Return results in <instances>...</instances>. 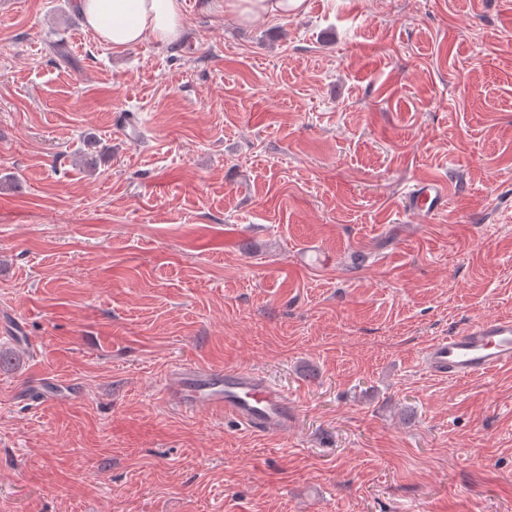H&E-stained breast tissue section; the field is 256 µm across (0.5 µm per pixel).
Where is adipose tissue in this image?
<instances>
[{
  "label": "adipose tissue",
  "instance_id": "obj_1",
  "mask_svg": "<svg viewBox=\"0 0 512 512\" xmlns=\"http://www.w3.org/2000/svg\"><path fill=\"white\" fill-rule=\"evenodd\" d=\"M209 6L250 26L304 14L306 0H209ZM76 7L99 42L115 49L146 40L169 43L184 29L182 0H76Z\"/></svg>",
  "mask_w": 512,
  "mask_h": 512
}]
</instances>
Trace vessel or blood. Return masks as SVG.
I'll return each mask as SVG.
<instances>
[{
  "mask_svg": "<svg viewBox=\"0 0 512 512\" xmlns=\"http://www.w3.org/2000/svg\"><path fill=\"white\" fill-rule=\"evenodd\" d=\"M447 202L446 187L435 180L418 183L406 196L409 210L423 215L442 211ZM422 362L433 375L451 380L511 367L512 317L473 320L428 344ZM167 395L181 408L221 411L261 434L287 431L290 424L287 396L248 369L183 364L172 371Z\"/></svg>",
  "mask_w": 512,
  "mask_h": 512,
  "instance_id": "obj_1",
  "label": "vessel or blood"
}]
</instances>
